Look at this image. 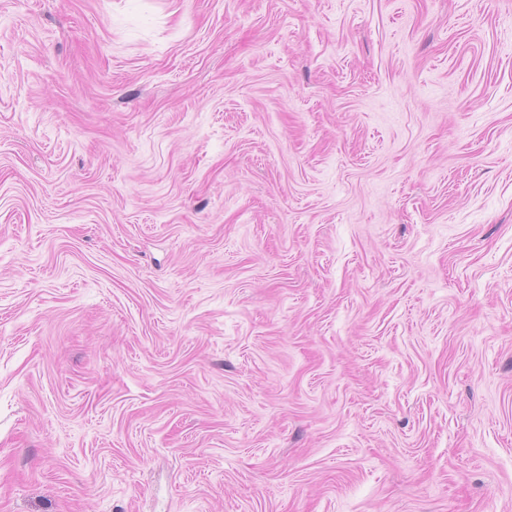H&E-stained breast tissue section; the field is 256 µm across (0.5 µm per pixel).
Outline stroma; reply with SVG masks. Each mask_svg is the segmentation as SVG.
Listing matches in <instances>:
<instances>
[{
	"mask_svg": "<svg viewBox=\"0 0 512 512\" xmlns=\"http://www.w3.org/2000/svg\"><path fill=\"white\" fill-rule=\"evenodd\" d=\"M0 512H512V0H0Z\"/></svg>",
	"mask_w": 512,
	"mask_h": 512,
	"instance_id": "obj_1",
	"label": "stroma"
}]
</instances>
